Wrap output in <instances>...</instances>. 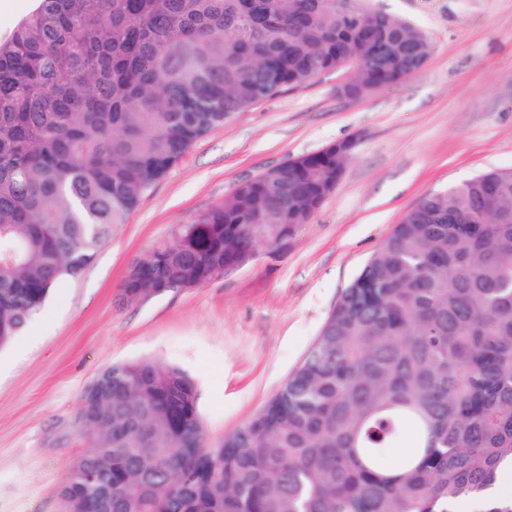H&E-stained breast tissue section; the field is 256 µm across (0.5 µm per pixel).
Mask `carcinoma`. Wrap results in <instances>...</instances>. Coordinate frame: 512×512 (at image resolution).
<instances>
[{
	"label": "carcinoma",
	"mask_w": 512,
	"mask_h": 512,
	"mask_svg": "<svg viewBox=\"0 0 512 512\" xmlns=\"http://www.w3.org/2000/svg\"><path fill=\"white\" fill-rule=\"evenodd\" d=\"M431 53L368 0H38L0 41V350L188 149L286 86L358 61L352 95ZM344 166L303 154L241 182L130 267L198 287L277 250ZM512 170L431 193L367 260L303 363L219 446L197 387L156 360L85 390L68 512H455L512 461ZM411 453L385 462L404 432Z\"/></svg>",
	"instance_id": "carcinoma-1"
}]
</instances>
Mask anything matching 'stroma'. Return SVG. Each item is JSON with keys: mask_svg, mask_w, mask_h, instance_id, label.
<instances>
[{"mask_svg": "<svg viewBox=\"0 0 512 512\" xmlns=\"http://www.w3.org/2000/svg\"><path fill=\"white\" fill-rule=\"evenodd\" d=\"M432 44L401 85L360 97L353 66L237 113L148 190L78 279L0 351V512H65L89 450L79 409L104 368L156 359L195 381L205 443L247 424L302 364L342 292L424 196L512 169V0H370ZM350 139L336 189L285 248L204 285L123 295L131 265L177 225L290 158Z\"/></svg>", "mask_w": 512, "mask_h": 512, "instance_id": "1", "label": "stroma"}]
</instances>
